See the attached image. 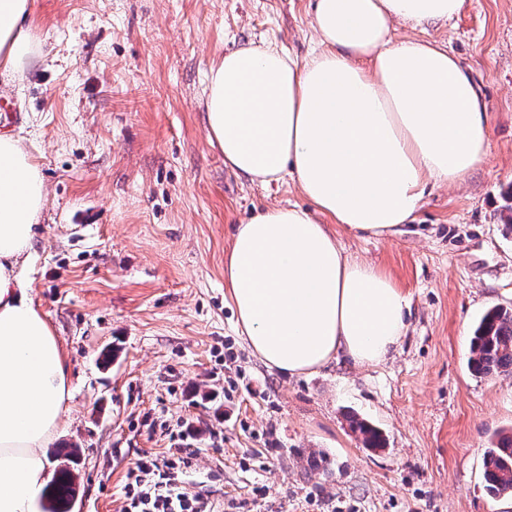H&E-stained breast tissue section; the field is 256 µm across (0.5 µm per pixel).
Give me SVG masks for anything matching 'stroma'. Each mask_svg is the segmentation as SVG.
Listing matches in <instances>:
<instances>
[{
	"label": "stroma",
	"instance_id": "1",
	"mask_svg": "<svg viewBox=\"0 0 512 512\" xmlns=\"http://www.w3.org/2000/svg\"><path fill=\"white\" fill-rule=\"evenodd\" d=\"M313 0H34L35 54L0 70L46 201L22 269L68 355V426L46 454L78 449L71 512H123L143 453L175 427L199 453L189 491L218 512H512L482 478L493 435L512 429V373L475 376L473 329L512 308V0H464L445 23L398 25L444 45L473 77L487 155L459 185H428L416 219L357 234L345 253L409 297L408 328L375 365L339 361L288 376L253 356L224 283L236 225L312 204L284 179L264 186L224 164L207 134L206 74L225 52L315 45ZM385 445L367 448L348 415Z\"/></svg>",
	"mask_w": 512,
	"mask_h": 512
}]
</instances>
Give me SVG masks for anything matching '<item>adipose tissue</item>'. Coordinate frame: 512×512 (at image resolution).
I'll return each instance as SVG.
<instances>
[{
    "label": "adipose tissue",
    "mask_w": 512,
    "mask_h": 512,
    "mask_svg": "<svg viewBox=\"0 0 512 512\" xmlns=\"http://www.w3.org/2000/svg\"><path fill=\"white\" fill-rule=\"evenodd\" d=\"M463 0H315L319 48L227 51L206 76L208 137L232 171L290 177L314 206L268 208L238 225L224 260L251 352L288 375L333 361L377 364L404 336L409 300L380 268L347 256L324 215L354 233L413 220L428 183L456 185L487 154L486 114L446 48L394 40L393 26L453 18ZM32 0H0V69L35 52ZM46 199L33 155L0 135V512H38L44 450L67 425L66 355L16 268Z\"/></svg>",
    "instance_id": "obj_1"
}]
</instances>
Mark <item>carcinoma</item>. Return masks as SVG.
Returning <instances> with one entry per match:
<instances>
[{"label": "carcinoma", "mask_w": 512, "mask_h": 512, "mask_svg": "<svg viewBox=\"0 0 512 512\" xmlns=\"http://www.w3.org/2000/svg\"><path fill=\"white\" fill-rule=\"evenodd\" d=\"M469 363L471 370L480 376L512 372L511 310L492 307L481 317L471 340ZM352 427L362 435L365 447H381V436L376 429L361 421L353 422ZM61 455L66 464L60 466L50 485L51 512H69L76 492V476L70 463L77 449L64 448ZM484 481L490 496L512 495V434L497 435L491 440L484 455Z\"/></svg>", "instance_id": "carcinoma-1"}]
</instances>
